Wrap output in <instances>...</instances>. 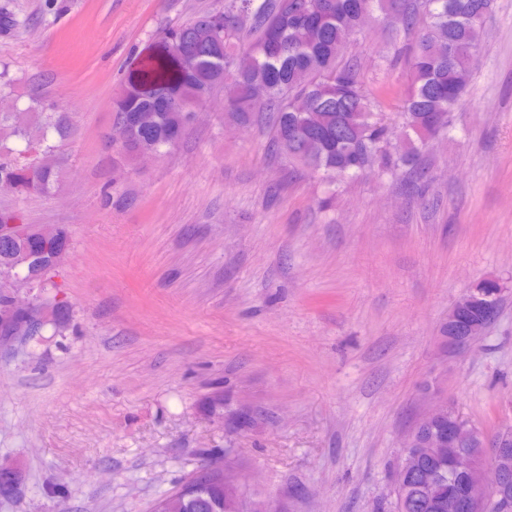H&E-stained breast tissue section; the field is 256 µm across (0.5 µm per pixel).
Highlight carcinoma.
I'll list each match as a JSON object with an SVG mask.
<instances>
[{
    "label": "carcinoma",
    "instance_id": "obj_1",
    "mask_svg": "<svg viewBox=\"0 0 512 512\" xmlns=\"http://www.w3.org/2000/svg\"><path fill=\"white\" fill-rule=\"evenodd\" d=\"M493 6V0H225L220 22L204 13L168 30L162 38L167 55L145 62L132 87L122 91L115 120L123 123L138 113L142 124L121 150L130 159L160 154L184 135L188 122L179 106L146 111L154 96L184 103L226 88V118L242 126L267 121L273 131L271 152L314 168L330 184L375 169L415 168L424 136L449 129L451 113L467 92L458 73L476 61L480 26ZM391 15L418 28L407 56L400 141L374 117V102L361 88L355 67L338 64L366 19ZM245 29L252 38L243 48ZM179 47L194 55L191 68L177 64ZM297 99L306 101L304 108L293 107ZM69 132V118L55 102L32 98L20 112H0V180L45 195L61 191L65 171L59 143ZM69 248L70 233L63 225L1 238L0 272L47 267ZM38 303L56 316L32 324L28 335L41 336L49 326L57 331L68 321L64 302L45 297ZM497 310L496 304L476 301L456 326L490 321ZM454 456L452 447L444 455L428 448L401 449L400 465L412 476L394 489L395 512H442L448 497L461 489L452 473ZM19 482V470L0 469V498H14ZM155 512L235 510L224 504L217 476L206 471L162 498Z\"/></svg>",
    "mask_w": 512,
    "mask_h": 512
}]
</instances>
